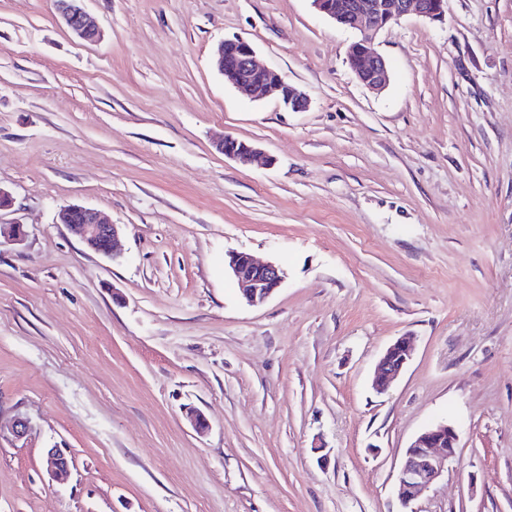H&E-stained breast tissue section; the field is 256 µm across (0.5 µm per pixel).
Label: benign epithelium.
Returning <instances> with one entry per match:
<instances>
[{
	"label": "benign epithelium",
	"mask_w": 512,
	"mask_h": 512,
	"mask_svg": "<svg viewBox=\"0 0 512 512\" xmlns=\"http://www.w3.org/2000/svg\"><path fill=\"white\" fill-rule=\"evenodd\" d=\"M56 10L67 28L84 41H96L100 31L90 21L84 9V0H54ZM313 6L338 25L358 32L349 48L348 60L365 87L382 89L388 79L387 64L375 48L377 34L406 16L422 18L430 23H443L446 18V0H312ZM217 63L223 65L220 74L224 81L244 90L252 100L277 99L285 108L302 112L309 106L307 95L289 83L275 69L260 65L256 51L247 41L226 38L215 50ZM219 150L225 156L242 164H249L259 154L252 143L231 136L224 137ZM78 214L82 223H70V216ZM59 223L78 233L86 245L96 253L116 256L118 227L109 223L97 210L81 205H68L58 215ZM25 230L16 224H0V244H19ZM228 267L237 282L243 298L258 305L270 298L281 286L284 272L272 263H260L246 252L228 254ZM413 356L411 337L400 336L381 353L372 374V388L386 392L401 374ZM458 433L447 422H436L419 433L405 451L404 462L397 475V492L405 506L418 498L448 467L457 454ZM47 474L57 477L70 469V459L63 449H47L43 457Z\"/></svg>",
	"instance_id": "1"
}]
</instances>
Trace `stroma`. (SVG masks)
<instances>
[{"instance_id":"obj_1","label":"stroma","mask_w":512,"mask_h":512,"mask_svg":"<svg viewBox=\"0 0 512 512\" xmlns=\"http://www.w3.org/2000/svg\"><path fill=\"white\" fill-rule=\"evenodd\" d=\"M84 7L98 41L0 0V222L26 232L0 245V512H512V0L381 31L378 93L311 0ZM233 37L308 109L225 84ZM71 204L120 225L117 258L58 223ZM233 251L284 270L263 304ZM438 421L457 456L404 507L405 449ZM224 156L232 158L242 164H250L260 153L259 149L252 143L240 141L231 136H225L224 140L218 146ZM413 356L410 336H399L381 353L372 374V388L385 393L401 374ZM43 467L48 475L62 476L70 469V459L62 448L53 446L45 451Z\"/></svg>"}]
</instances>
